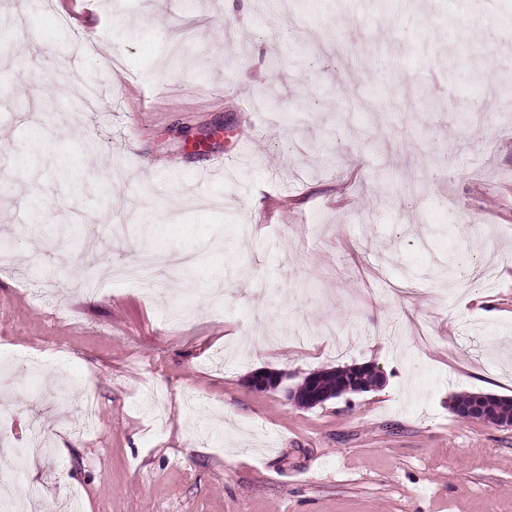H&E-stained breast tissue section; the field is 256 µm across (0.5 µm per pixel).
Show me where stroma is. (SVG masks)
Listing matches in <instances>:
<instances>
[{
    "instance_id": "35a3bbf8",
    "label": "stroma",
    "mask_w": 512,
    "mask_h": 512,
    "mask_svg": "<svg viewBox=\"0 0 512 512\" xmlns=\"http://www.w3.org/2000/svg\"><path fill=\"white\" fill-rule=\"evenodd\" d=\"M233 12L0 0L11 512H512V427L452 410L512 397V0ZM149 247L204 273L85 293ZM362 363L382 386L285 398ZM318 373H312L305 378L302 384L305 389L302 393H298L296 390H291L288 392L287 397L296 404L298 403V400L302 401L306 405L324 403V401H322V399H324V395L319 391ZM487 398L488 405L490 408V413L496 417L506 420L510 418V423L512 422V398H508L507 396H494V394H486L479 392L465 393L458 395L454 399L455 410L457 407H465L477 403L483 397Z\"/></svg>"
}]
</instances>
